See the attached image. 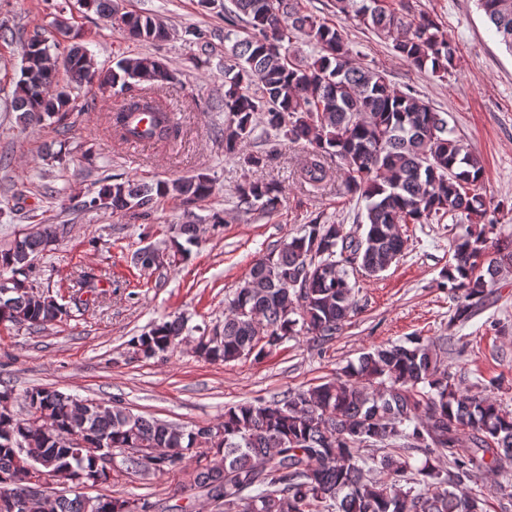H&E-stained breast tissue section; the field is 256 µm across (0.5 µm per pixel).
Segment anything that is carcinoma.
Masks as SVG:
<instances>
[{"mask_svg":"<svg viewBox=\"0 0 512 512\" xmlns=\"http://www.w3.org/2000/svg\"><path fill=\"white\" fill-rule=\"evenodd\" d=\"M226 21L243 23L245 37L224 51V153L237 155L255 131L256 116L266 129L306 147L300 175L320 188L329 161L345 176L346 192L365 200V235L355 238L342 224L316 219L303 233L281 243L270 264L257 260L244 284L224 309L221 332L202 340L206 360H259L280 346L279 340L306 335L327 342L355 307L356 284L350 273L376 277L401 256L404 224H427L445 214H463L468 228L453 241L449 291L461 294L453 321L466 323L490 295L489 286L512 272V246L485 260L487 234L498 220L489 217L477 192L484 168L448 126V120L414 92L389 85L376 67L354 59L340 21L355 19L390 42L416 69L443 78L455 67V48L437 36L429 16L391 9L387 0H335V22L305 14L299 0H231ZM486 21L512 53V0H477ZM83 8L112 20L114 0H84ZM122 34L143 42L169 37L166 25L152 14L122 13ZM294 30L314 47L307 62L284 51ZM58 32L73 45H48L33 35L20 40L29 49L27 71L19 74L12 111L25 125L46 120L67 132L76 109L71 85L97 83L102 93L119 87L126 102L106 119L123 142L148 139L170 145L181 137L155 90L177 80L164 61L151 56L122 58L103 67L86 56L79 33L64 20ZM190 43L198 48L196 65H211L210 42L193 28ZM68 84L57 81L58 73ZM214 190L199 172L151 184L105 176L85 209L148 219L165 199L203 201ZM246 211L271 215L283 201V189L261 178L236 188ZM65 232L63 224H36L0 247V277L26 276L33 261L49 251ZM199 225L188 220L164 253V268L187 260ZM104 274L82 270L80 287L94 294ZM70 316V308L50 294L0 290V325L40 330ZM187 330L177 317L154 324L132 340L137 353L151 358L168 351ZM448 337H412L405 344L378 346L362 353L343 375L307 390L288 391L270 400L256 399L224 409L215 425L188 428L133 413L122 401L79 399L37 387L21 394L0 384V500L20 491L23 479L17 455L30 465L48 462L62 486L51 512H187L168 499L90 496L69 491L75 484L109 480L72 438L83 433L98 448H160L147 461L124 455L128 474L164 473L205 448L212 459L198 464L187 498L219 501L217 512H486L483 494L466 487L497 472L512 460V412L497 399L462 393L443 365ZM28 407L17 416L14 404ZM469 445L460 447L462 436ZM422 455L411 464L408 452ZM448 458L443 467L442 458ZM385 474L379 481L374 471Z\"/></svg>","mask_w":512,"mask_h":512,"instance_id":"obj_1","label":"carcinoma"}]
</instances>
